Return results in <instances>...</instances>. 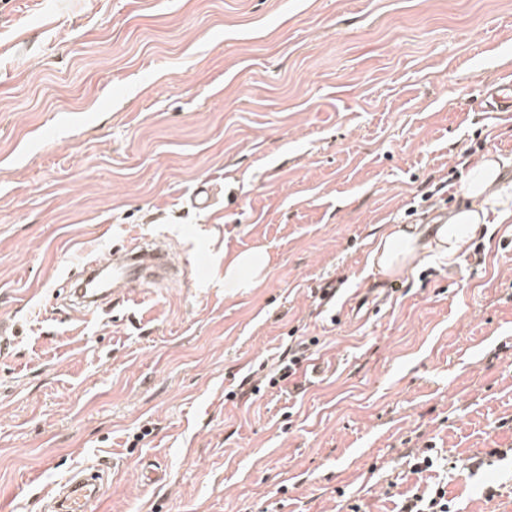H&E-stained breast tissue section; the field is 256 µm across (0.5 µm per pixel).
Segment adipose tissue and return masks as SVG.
Here are the masks:
<instances>
[{
    "instance_id": "obj_1",
    "label": "adipose tissue",
    "mask_w": 512,
    "mask_h": 512,
    "mask_svg": "<svg viewBox=\"0 0 512 512\" xmlns=\"http://www.w3.org/2000/svg\"><path fill=\"white\" fill-rule=\"evenodd\" d=\"M502 159L482 157L469 169L464 185V201L449 212L445 223L434 225L429 241L419 234L394 226L384 232L374 247L372 260L382 274L411 267L420 251L434 249L456 257L475 236L481 225L494 224L512 216V188L499 179ZM269 255L264 247H254L224 261V285L228 288H253L265 278Z\"/></svg>"
}]
</instances>
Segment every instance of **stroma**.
Wrapping results in <instances>:
<instances>
[{"mask_svg":"<svg viewBox=\"0 0 512 512\" xmlns=\"http://www.w3.org/2000/svg\"><path fill=\"white\" fill-rule=\"evenodd\" d=\"M505 76L512 0H0V512L100 457V512H400L439 485L512 512V220L478 258L371 261L480 155L512 182V112L475 109ZM135 236L189 282L55 304ZM257 246L265 280L225 287ZM269 255L265 247H254L229 258L224 257V285L228 288H255L265 278Z\"/></svg>","mask_w":512,"mask_h":512,"instance_id":"obj_1","label":"stroma"}]
</instances>
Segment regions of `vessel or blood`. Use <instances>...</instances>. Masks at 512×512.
I'll list each match as a JSON object with an SVG mask.
<instances>
[{"label":"vessel or blood","instance_id":"obj_1","mask_svg":"<svg viewBox=\"0 0 512 512\" xmlns=\"http://www.w3.org/2000/svg\"><path fill=\"white\" fill-rule=\"evenodd\" d=\"M483 103L489 112H512V80L500 81L490 88ZM104 265L112 271L111 287L93 298L79 295L77 289H67L72 310L89 314L105 305H120L142 294L145 288L175 277L179 269L169 249L147 239L113 247ZM111 470L110 462L101 459L72 470L49 493L48 512H96Z\"/></svg>","mask_w":512,"mask_h":512}]
</instances>
